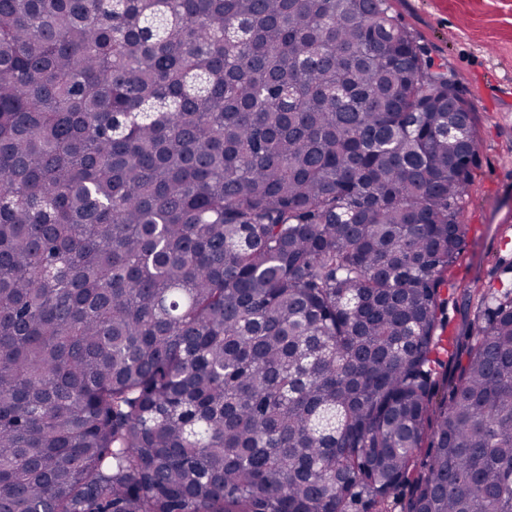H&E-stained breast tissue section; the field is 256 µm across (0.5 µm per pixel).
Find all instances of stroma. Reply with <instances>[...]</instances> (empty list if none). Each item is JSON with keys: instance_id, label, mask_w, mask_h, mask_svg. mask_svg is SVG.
<instances>
[{"instance_id": "stroma-1", "label": "stroma", "mask_w": 512, "mask_h": 512, "mask_svg": "<svg viewBox=\"0 0 512 512\" xmlns=\"http://www.w3.org/2000/svg\"><path fill=\"white\" fill-rule=\"evenodd\" d=\"M391 11L424 54L448 73L477 114L479 163L464 202L463 253L440 289L436 334L441 374H452L453 342L471 340L480 295L464 289L512 286V0H390Z\"/></svg>"}]
</instances>
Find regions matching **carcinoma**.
<instances>
[{"instance_id": "obj_1", "label": "carcinoma", "mask_w": 512, "mask_h": 512, "mask_svg": "<svg viewBox=\"0 0 512 512\" xmlns=\"http://www.w3.org/2000/svg\"><path fill=\"white\" fill-rule=\"evenodd\" d=\"M479 148L389 0H0V512H512Z\"/></svg>"}]
</instances>
